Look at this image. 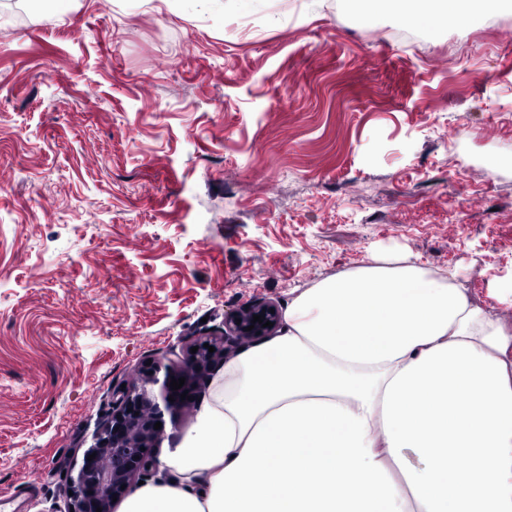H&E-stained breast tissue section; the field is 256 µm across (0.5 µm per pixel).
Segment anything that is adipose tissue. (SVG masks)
<instances>
[{
	"label": "adipose tissue",
	"instance_id": "1",
	"mask_svg": "<svg viewBox=\"0 0 512 512\" xmlns=\"http://www.w3.org/2000/svg\"><path fill=\"white\" fill-rule=\"evenodd\" d=\"M119 512H512V324L372 256L226 361Z\"/></svg>",
	"mask_w": 512,
	"mask_h": 512
}]
</instances>
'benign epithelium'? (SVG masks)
<instances>
[{"mask_svg": "<svg viewBox=\"0 0 512 512\" xmlns=\"http://www.w3.org/2000/svg\"><path fill=\"white\" fill-rule=\"evenodd\" d=\"M260 314L273 326L253 322V316ZM279 324L280 313L274 304L255 302L224 318V343L266 338ZM196 347L198 350L180 364L166 358L152 361L138 371L137 380L117 389L112 412L94 433L93 443L84 451L82 465L71 479L69 512H96L99 507L102 512H112L113 498L127 495L136 477L158 467L152 448L163 438L164 429H154L155 423L162 421L163 411L187 404L181 394L193 392L197 378L218 359V352H209L204 342L196 343ZM173 377L186 378L182 388L171 389ZM91 454L95 455L92 460Z\"/></svg>", "mask_w": 512, "mask_h": 512, "instance_id": "1", "label": "benign epithelium"}]
</instances>
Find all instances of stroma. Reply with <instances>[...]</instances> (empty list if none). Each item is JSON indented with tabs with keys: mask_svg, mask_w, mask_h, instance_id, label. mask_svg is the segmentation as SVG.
I'll return each mask as SVG.
<instances>
[{
	"mask_svg": "<svg viewBox=\"0 0 512 512\" xmlns=\"http://www.w3.org/2000/svg\"><path fill=\"white\" fill-rule=\"evenodd\" d=\"M349 2L0 0V500L68 512L115 389L253 301L372 254L512 284V0ZM478 1V2H477ZM418 9L421 15L432 22L447 24L448 21L467 16L477 3L497 6L500 0H420Z\"/></svg>",
	"mask_w": 512,
	"mask_h": 512,
	"instance_id": "35a3bbf8",
	"label": "stroma"
}]
</instances>
